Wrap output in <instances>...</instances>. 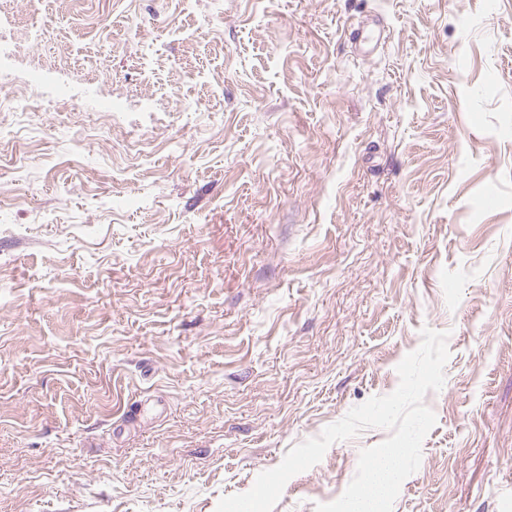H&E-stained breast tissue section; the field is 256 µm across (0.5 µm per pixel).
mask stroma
I'll return each mask as SVG.
<instances>
[{
	"label": "stroma",
	"mask_w": 512,
	"mask_h": 512,
	"mask_svg": "<svg viewBox=\"0 0 512 512\" xmlns=\"http://www.w3.org/2000/svg\"><path fill=\"white\" fill-rule=\"evenodd\" d=\"M0 14L77 88L0 87V512H216L393 392L425 327L445 383L392 512H512V0ZM389 435L273 512L335 501Z\"/></svg>",
	"instance_id": "obj_1"
}]
</instances>
